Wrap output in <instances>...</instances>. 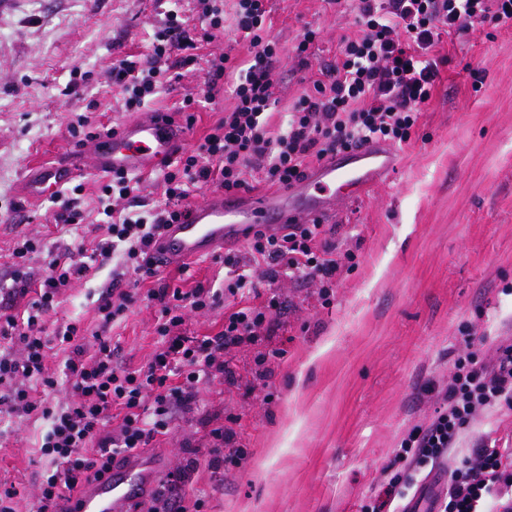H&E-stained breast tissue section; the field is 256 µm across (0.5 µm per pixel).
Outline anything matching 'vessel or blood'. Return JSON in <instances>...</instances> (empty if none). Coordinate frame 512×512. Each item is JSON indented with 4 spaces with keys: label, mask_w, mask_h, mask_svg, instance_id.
<instances>
[{
    "label": "vessel or blood",
    "mask_w": 512,
    "mask_h": 512,
    "mask_svg": "<svg viewBox=\"0 0 512 512\" xmlns=\"http://www.w3.org/2000/svg\"><path fill=\"white\" fill-rule=\"evenodd\" d=\"M184 142L182 130L164 113L143 112L99 138L91 158L94 173L126 172L145 175L173 158ZM399 167L389 147L370 143L344 154L331 155L311 170L308 178L264 194L210 195L192 207L182 224H170L156 245L159 266L189 263L217 252L237 249L256 233L284 234L289 224L304 218L334 223L336 192L345 189L354 199L366 188L391 177ZM75 167L68 162L33 165L25 177V195L39 200L72 180ZM162 470L159 458L140 453L115 458L111 470L81 483L78 497L64 498L57 512H135L149 499Z\"/></svg>",
    "instance_id": "b4317fda"
}]
</instances>
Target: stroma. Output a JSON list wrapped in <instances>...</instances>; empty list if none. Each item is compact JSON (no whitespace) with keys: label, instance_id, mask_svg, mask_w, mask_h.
<instances>
[{"label":"stroma","instance_id":"stroma-1","mask_svg":"<svg viewBox=\"0 0 512 512\" xmlns=\"http://www.w3.org/2000/svg\"><path fill=\"white\" fill-rule=\"evenodd\" d=\"M270 34L283 51L278 95L300 89L291 49L304 26L320 28L312 67L338 52L356 30L353 0H270ZM165 0H11L0 9V287L10 254L23 235L49 255L91 249L92 224H58L50 199L26 202L21 183L30 165L89 157L94 144L73 147L70 113L120 124L113 91L97 83L116 59L146 53ZM441 48L448 62L423 108L416 140L398 152L388 180L356 201L340 204L331 229L353 253L323 304L317 288L282 281L277 327L271 335L231 349L226 358L239 382L206 386L180 415L166 440L150 445L175 468L183 440L198 448L200 465L183 488L202 499L203 512H362L388 480L386 467L403 434L433 410L420 386L447 379L466 330L484 336L486 350L512 339V28L488 36L473 26ZM95 81L75 92L73 70ZM223 264L206 257L161 271L162 285L220 286ZM112 285L111 265L94 266L46 317L94 328V302ZM156 313L136 304L113 339L124 362L142 365L154 352ZM269 359L266 384L254 382L258 355ZM233 428L244 447L223 470L208 467L214 423ZM43 426L31 417L0 429V480L27 493L41 468L34 453ZM512 438V412L493 410L467 428L455 450L469 453L482 434Z\"/></svg>","mask_w":512,"mask_h":512}]
</instances>
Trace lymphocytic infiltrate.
Wrapping results in <instances>:
<instances>
[{
	"mask_svg": "<svg viewBox=\"0 0 512 512\" xmlns=\"http://www.w3.org/2000/svg\"><path fill=\"white\" fill-rule=\"evenodd\" d=\"M234 2L229 20L224 0H194L191 19L171 6L154 28L149 51L117 59L103 75L104 83L118 88L121 111L146 112L162 92L181 88L187 73L206 64L203 95H184L171 107L189 128L195 110L214 103L224 87H231L233 103L191 150L161 169L160 201L141 203L140 180L131 173L112 174L101 184L92 256L111 262L112 286L95 302V329L77 322L51 331L45 326L66 288L85 276L86 261L54 258L39 272L29 265L31 254L42 249L38 240L22 239L12 251V284L0 291L6 297L0 303V341L6 344L0 351V422L37 416L45 423L32 512H52L54 502L86 476L105 473L115 455L168 436L177 415L193 408L201 382L219 376L235 383L226 352L276 325V299L247 302L261 285L282 278L314 281L322 300L330 299L346 255L319 222L289 225L278 237L256 235L245 254L221 256L231 273L224 288L154 287L160 276L154 242L165 225L187 216L193 191L207 185L249 191L252 173L281 188L302 180L328 155L369 142L411 144L440 80L443 36L461 34L475 22L512 27V0H357L359 34L341 40L334 62L292 100L278 127L281 47L268 35V0ZM228 24L248 40V58L240 62L221 53L201 59L200 32L213 39ZM226 295L243 305L225 315L218 332L184 333L189 314L216 308ZM23 297L29 303L21 321L12 304ZM141 298L158 309V347L146 364L131 367L117 362L110 332ZM56 350L65 355L71 397L52 405L47 397L58 380L48 358ZM421 391L433 399L434 413L403 436L391 461L397 472L370 496L365 512H404L418 499L428 512H512L511 447L485 435L467 455L450 457L477 419L512 410V341L500 342L487 361L477 353L476 336H464L450 382L430 379ZM197 466V458L188 457L154 493L147 512H201L202 502L185 505L182 493Z\"/></svg>",
	"mask_w": 512,
	"mask_h": 512,
	"instance_id": "lymphocytic-infiltrate-1",
	"label": "lymphocytic infiltrate"
}]
</instances>
